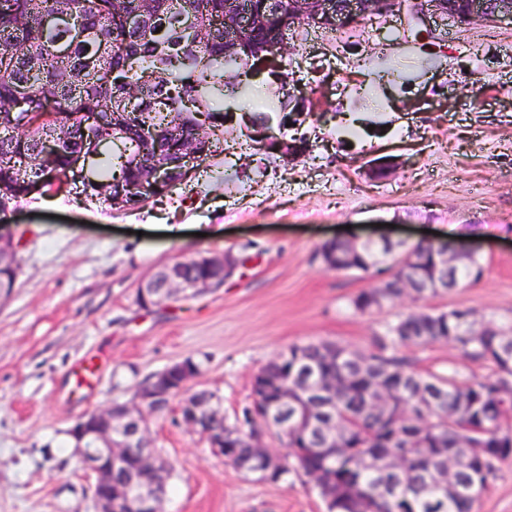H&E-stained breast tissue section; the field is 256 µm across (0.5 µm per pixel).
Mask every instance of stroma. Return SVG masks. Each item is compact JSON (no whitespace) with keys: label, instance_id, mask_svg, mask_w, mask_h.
Listing matches in <instances>:
<instances>
[{"label":"stroma","instance_id":"35a3bbf8","mask_svg":"<svg viewBox=\"0 0 512 512\" xmlns=\"http://www.w3.org/2000/svg\"><path fill=\"white\" fill-rule=\"evenodd\" d=\"M417 30L405 12L289 32L280 69L294 92L322 101L304 126L310 147L295 160L245 143L260 100L282 98L264 71L249 77L254 98L228 108L223 152L172 194L116 210L64 188L0 210L20 244L16 286L0 295V512H95L71 428L171 364L197 363L186 393H214L232 419L252 407L255 375L289 345L366 348L394 315L418 308L512 320V27L452 23L427 40ZM392 68L404 79L390 77ZM375 161L394 163L393 174L370 176ZM385 223L411 246L435 227L489 229L477 243L481 280L355 315L350 298L374 279L326 269L318 250ZM227 252L245 263L222 288L165 307L138 304L157 269ZM404 354L420 371L483 372L445 344ZM178 407L171 401L149 420L174 466L165 512H324L302 478L272 484L225 464L178 425Z\"/></svg>","mask_w":512,"mask_h":512}]
</instances>
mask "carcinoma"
Instances as JSON below:
<instances>
[{"instance_id":"1","label":"carcinoma","mask_w":512,"mask_h":512,"mask_svg":"<svg viewBox=\"0 0 512 512\" xmlns=\"http://www.w3.org/2000/svg\"><path fill=\"white\" fill-rule=\"evenodd\" d=\"M226 0H149L141 22L126 27L116 20L124 0H0V197L15 200L36 179L50 174L57 181L81 156L88 132L105 130L112 145L95 162L97 183L86 198L96 197L120 209L135 201L132 187L142 175L134 155L147 162L159 154L175 158L188 137L205 127L198 147L205 156L223 151L224 98H248L251 85L238 79L265 55L284 49L270 0H243L257 24L246 36L248 48H235L224 36ZM80 18L76 31L60 15ZM156 130L141 143L139 126ZM63 136L59 150L42 156V139ZM344 261L335 271L386 276L384 287L355 294L354 313L371 315L401 301L405 269L417 271L420 297L445 295L464 280L476 282L484 272L480 257L446 270L435 255L442 246L421 244L393 252L371 244L354 247L346 239L325 243ZM189 280L224 283L220 267H182ZM460 319L455 310L400 314L373 338L371 347L311 340L292 344L260 371L288 387L294 404L283 409L276 395L255 394L253 408H268L283 417L282 456L271 482L288 481L293 473L324 472L334 499L327 512H380L391 492L406 512H474L481 488L493 482L498 465L512 462V325L476 317L470 309ZM446 343L487 374L466 380L459 371L420 372L402 355L410 346ZM348 377L336 390L335 404L308 393L329 378ZM434 390L438 400L422 407L419 385ZM251 408V409H253ZM251 409L230 423L211 419L206 429L229 426L241 438L227 452L232 463L264 464L256 449L263 429L250 418ZM334 417L345 425L334 456H318L325 437L310 421ZM473 448H496L480 456ZM396 456L406 463L387 489L380 458ZM457 459L453 491L437 476Z\"/></svg>"}]
</instances>
